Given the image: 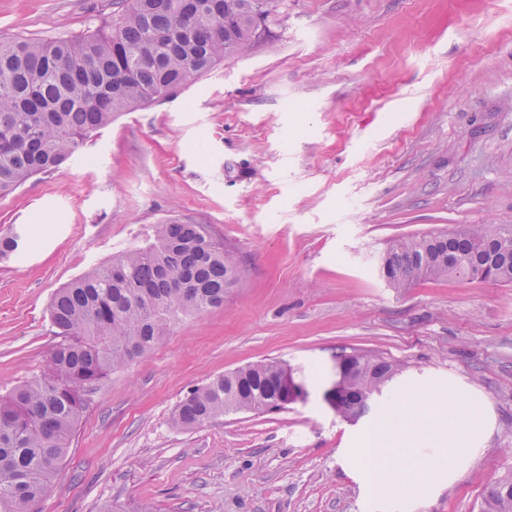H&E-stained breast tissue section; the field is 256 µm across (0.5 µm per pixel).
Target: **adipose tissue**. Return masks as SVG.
Masks as SVG:
<instances>
[{
	"mask_svg": "<svg viewBox=\"0 0 512 512\" xmlns=\"http://www.w3.org/2000/svg\"><path fill=\"white\" fill-rule=\"evenodd\" d=\"M398 401L403 421L386 429H369L360 441L365 481L381 498L413 495L426 485L427 473L454 471L460 453L470 450L481 431L463 397L444 399L431 389L415 388L400 394ZM424 439L436 453L422 461L415 447Z\"/></svg>",
	"mask_w": 512,
	"mask_h": 512,
	"instance_id": "ef3b65f1",
	"label": "adipose tissue"
}]
</instances>
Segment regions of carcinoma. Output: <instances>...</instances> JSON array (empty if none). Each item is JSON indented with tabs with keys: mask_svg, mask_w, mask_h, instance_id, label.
<instances>
[{
	"mask_svg": "<svg viewBox=\"0 0 512 512\" xmlns=\"http://www.w3.org/2000/svg\"><path fill=\"white\" fill-rule=\"evenodd\" d=\"M284 0H116L110 22L71 39L0 42V194L55 169L112 120L169 99L224 59L250 49ZM0 238V257L20 250ZM389 286L453 276L512 284V225L464 224L390 240L378 255ZM206 224L167 221L59 289L47 370L0 397V512H33L48 491L89 395L108 374L159 344L180 318L224 305L247 276ZM336 414L355 421L399 373L375 354L342 355ZM278 360L218 375L180 400L170 421L188 431L230 413L288 408ZM482 512H512V478L491 483Z\"/></svg>",
	"mask_w": 512,
	"mask_h": 512,
	"instance_id": "1",
	"label": "carcinoma"
}]
</instances>
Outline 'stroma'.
Listing matches in <instances>:
<instances>
[{
	"label": "stroma",
	"instance_id": "1",
	"mask_svg": "<svg viewBox=\"0 0 512 512\" xmlns=\"http://www.w3.org/2000/svg\"><path fill=\"white\" fill-rule=\"evenodd\" d=\"M284 2L249 51L0 196V235L26 238L0 260V396L43 374L56 291L153 225H209L248 269L223 307L112 371L36 512H480L512 474V284L398 291L370 262L394 237L512 224V0ZM111 12L0 0V41L80 35ZM342 352L403 366L355 421L323 399ZM266 359L298 369L306 402L171 428L191 388ZM414 387L463 395L483 432L456 473L382 500L357 448Z\"/></svg>",
	"mask_w": 512,
	"mask_h": 512
}]
</instances>
